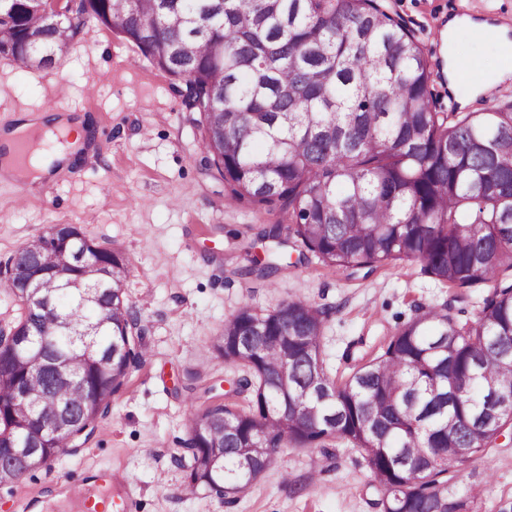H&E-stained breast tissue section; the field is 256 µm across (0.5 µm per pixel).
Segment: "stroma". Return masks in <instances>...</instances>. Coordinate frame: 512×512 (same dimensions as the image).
Instances as JSON below:
<instances>
[{
	"mask_svg": "<svg viewBox=\"0 0 512 512\" xmlns=\"http://www.w3.org/2000/svg\"><path fill=\"white\" fill-rule=\"evenodd\" d=\"M423 44L434 71L437 110L457 100L442 72L437 30L470 10L512 22V0H380ZM170 76L111 29L89 25L56 67L31 70L0 56V127L22 113L83 119L84 148L69 166L29 185L30 199L13 208L14 184L0 182V268L52 224L78 225L103 246L122 250L125 282L138 317L144 358L114 393L108 413L77 451L21 481L0 487V512L19 496L39 512H76L57 495L58 481L80 473L120 471L141 500V512H376L372 476L361 452L333 439L324 447L280 448L262 476L232 503L191 491L177 464L189 437L187 374L197 386L217 385L216 402L249 408L234 383L244 368L213 349L227 317L242 305L271 311L291 300L328 309L322 338L331 378L342 381L353 362L381 352L383 340L419 306H451L474 321L487 288H449L417 261H398L367 276L323 265L317 258L274 277L250 274L265 245L257 234L269 215L229 204L224 184L200 165L198 131L170 90ZM459 491L478 498V512H512V434L485 459L463 468Z\"/></svg>",
	"mask_w": 512,
	"mask_h": 512,
	"instance_id": "35a3bbf8",
	"label": "stroma"
}]
</instances>
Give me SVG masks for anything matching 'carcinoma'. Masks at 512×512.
I'll list each match as a JSON object with an SVG mask.
<instances>
[{"mask_svg":"<svg viewBox=\"0 0 512 512\" xmlns=\"http://www.w3.org/2000/svg\"><path fill=\"white\" fill-rule=\"evenodd\" d=\"M9 3L0 43L25 67L32 58L53 67L58 43L94 19L172 77V92L198 114L205 168L228 199L275 216L261 233L270 251L255 261L258 277L279 269L278 250L291 242L299 259L328 266L419 261L454 288L491 284L474 322H458L446 304L420 307L340 384L322 355L324 309L303 300L266 313L240 307L216 349L251 372L237 383L251 407L190 413L189 448L220 465L195 467L188 488L220 496L252 485L270 463H246L234 449L259 434L274 454L341 438L364 453L380 512H474L475 497L453 491L463 462L451 449L481 459L512 429L490 415L483 387L512 397V100L434 111L421 42L378 0H78L61 29L46 24L49 0ZM121 265L120 251L59 224L0 271L22 306L0 343V473L21 480L27 456L47 465L69 454L70 436L94 429L86 406L107 413L143 359L123 286L94 287ZM30 278L48 300L41 309L24 303ZM38 356L64 373H32ZM285 366L286 390L276 381ZM24 382L27 401L16 396ZM59 416L70 433L46 427ZM203 419L210 430L197 436Z\"/></svg>","mask_w":512,"mask_h":512,"instance_id":"cac0c4a2","label":"carcinoma"}]
</instances>
